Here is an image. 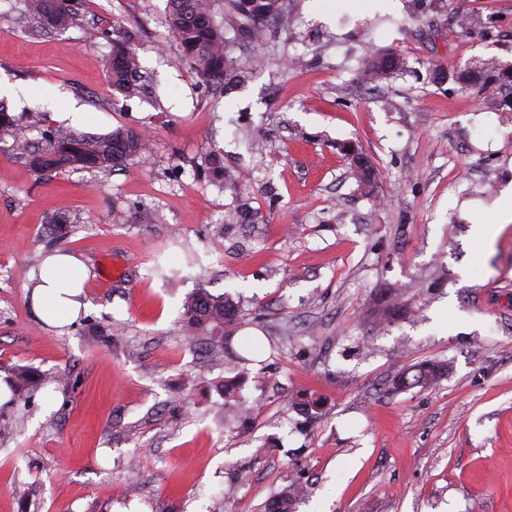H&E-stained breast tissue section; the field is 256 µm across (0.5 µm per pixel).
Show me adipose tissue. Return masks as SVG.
Segmentation results:
<instances>
[{"instance_id": "1", "label": "adipose tissue", "mask_w": 512, "mask_h": 512, "mask_svg": "<svg viewBox=\"0 0 512 512\" xmlns=\"http://www.w3.org/2000/svg\"><path fill=\"white\" fill-rule=\"evenodd\" d=\"M90 270L78 256L66 251L47 254L39 268V280L30 286L37 321L62 327L86 306L84 288Z\"/></svg>"}]
</instances>
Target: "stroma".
<instances>
[{
	"instance_id": "1",
	"label": "stroma",
	"mask_w": 512,
	"mask_h": 512,
	"mask_svg": "<svg viewBox=\"0 0 512 512\" xmlns=\"http://www.w3.org/2000/svg\"><path fill=\"white\" fill-rule=\"evenodd\" d=\"M313 2L288 0V28L241 42L265 64L227 84L182 61L167 0H77L61 31L0 0V79L15 87L0 103L17 135L42 145L55 113L79 110L87 132L152 137L112 170L51 176L0 139V377L14 364L50 377L29 404L0 405V512H264L298 482V512H512V225L492 222L512 200V110L426 74L512 63V0L415 17L408 0H334L327 15ZM465 14L482 33L460 35ZM124 38L141 65L131 99L107 75ZM370 42L409 71L361 84ZM343 142L373 162L377 195L349 176ZM214 152L236 186L198 175ZM59 210L68 230L49 223ZM56 249L88 266L89 308L53 329L25 285ZM190 250L187 278L154 272L156 254L180 267ZM202 287L238 301L264 362L241 386L249 423L224 418L240 341L216 357L180 332ZM380 288L414 311L377 332L364 314ZM429 359L448 364L435 387L393 392ZM304 391L322 399L310 417L292 402Z\"/></svg>"
}]
</instances>
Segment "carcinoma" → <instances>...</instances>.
<instances>
[{
    "label": "carcinoma",
    "instance_id": "obj_1",
    "mask_svg": "<svg viewBox=\"0 0 512 512\" xmlns=\"http://www.w3.org/2000/svg\"><path fill=\"white\" fill-rule=\"evenodd\" d=\"M73 0H59L57 7L50 0H24L25 12L40 25L61 30L75 21ZM224 15V22L217 21ZM291 13L288 0H168L165 24L176 40L181 56L193 66L199 78L206 82L242 77L249 69L258 67L262 60L253 57L249 63L233 55L228 49L225 33L232 31L250 42L262 40L272 28H286ZM140 69L138 56L131 47L117 42L109 63V81L113 90L124 96L138 92L135 77ZM407 71L406 58L391 49L375 48L362 60L358 79L367 84L387 81ZM432 82L441 84L451 80L461 89H472L481 94L509 83L512 85V65H504L490 58L477 60L463 69L450 70L442 63L430 64ZM13 118L0 105V137L13 139L12 150L27 159L36 173L51 174L62 170L107 171L123 164L127 159L142 155L148 149V140L141 134L118 129L108 134L85 135L67 128L49 131L45 144L35 148L13 131ZM203 175L214 182L233 186L236 174L224 166L217 154L204 159ZM358 186L373 191L376 176L371 161L356 175ZM408 305L389 288L376 293L368 309V318L376 325L390 326L404 318ZM241 308L228 294L213 295L200 288L188 296L184 303L182 327L192 338L207 336L224 346L239 331ZM445 365L438 361H425L414 368V373L398 374L393 382L395 391L410 387L429 388L442 378ZM43 374L32 366L15 365L10 368L12 401H28L43 385ZM224 409L243 416L247 413L234 380L224 381ZM301 500L299 490L290 486L266 505V512H295Z\"/></svg>",
    "mask_w": 512,
    "mask_h": 512
}]
</instances>
